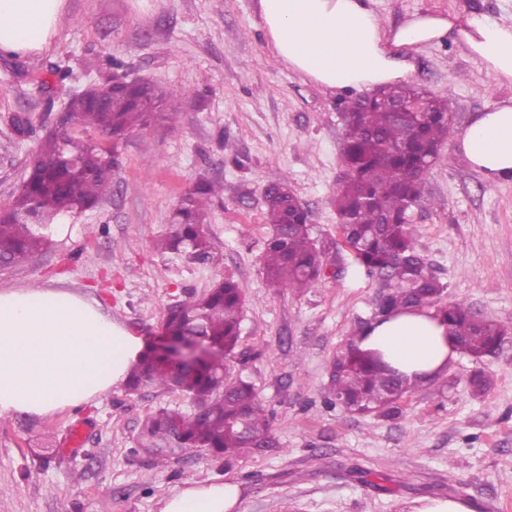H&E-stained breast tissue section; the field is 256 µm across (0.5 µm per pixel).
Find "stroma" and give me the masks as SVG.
Listing matches in <instances>:
<instances>
[{
  "mask_svg": "<svg viewBox=\"0 0 512 512\" xmlns=\"http://www.w3.org/2000/svg\"><path fill=\"white\" fill-rule=\"evenodd\" d=\"M395 26L415 13L483 11L512 18V0H374ZM121 61L132 78L194 91L169 101V121L119 149L111 197L69 218L25 266L0 272V291L47 287L96 303L152 349L168 308L230 277L245 289L235 372L274 413L279 447L232 464L200 449L154 463L136 444L158 409H193L184 394L120 386L49 418H0V512H158L160 499L201 482L239 485L233 512H417L461 499L473 512H512V332L495 355L458 356L419 383L392 418L324 402L330 363L379 288L337 228L331 199L343 168L340 114L349 93L305 80L274 56L256 0H66L48 50L0 55V208L8 207L40 136L56 126L63 92L48 108L47 68L70 67L68 89L98 78L91 60ZM410 85L447 98L450 140L410 211L416 246L446 284L442 303L465 301L512 328V179L488 184L455 135L473 116L512 98L481 59L446 41L416 55ZM24 112L34 133L17 139L8 118ZM221 181L205 232L209 259L160 252L168 218L199 177ZM288 179L309 213L311 236L335 276L297 295L266 281L261 255L270 227L263 190ZM491 384L475 394L469 378ZM82 427L78 447L66 440Z\"/></svg>",
  "mask_w": 512,
  "mask_h": 512,
  "instance_id": "obj_1",
  "label": "stroma"
}]
</instances>
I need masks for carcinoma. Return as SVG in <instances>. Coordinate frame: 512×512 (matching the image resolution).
Listing matches in <instances>:
<instances>
[{
	"label": "carcinoma",
	"instance_id": "obj_1",
	"mask_svg": "<svg viewBox=\"0 0 512 512\" xmlns=\"http://www.w3.org/2000/svg\"><path fill=\"white\" fill-rule=\"evenodd\" d=\"M106 78L88 86L70 105L71 128H93L112 136V147L76 140L51 131L40 138L12 204L0 217V271L27 264L52 242L60 221L95 208L110 196L118 147L151 124L169 118L165 108L148 112L134 84L109 91ZM421 99L424 111H391ZM341 180L333 204L345 244L367 276L379 283V295L336 354L330 370L328 401L358 414L392 416L402 396L422 377L392 368L382 354L363 351V331L395 312L432 308L448 325L458 351L478 361L494 355L508 327L475 315L462 301L439 305L446 286L416 248L408 211L420 199L422 176L441 160L448 140V100L420 88L391 86L353 98L344 105ZM224 185L201 177L183 193L169 217L170 232L160 240L165 252L210 257L204 232L213 199ZM270 235L263 270L270 286L303 292L323 278L321 251L311 237L309 214L290 193L288 179L271 185L264 196ZM244 305L242 286L215 282L203 294L188 293L172 305L164 330L173 339L204 336L210 353L171 362L149 354L133 369L128 389L154 386L187 395L203 411L160 409L140 424L137 445L164 460L208 448L230 460L241 454L279 447L272 415L254 386L232 374L239 352Z\"/></svg>",
	"mask_w": 512,
	"mask_h": 512
}]
</instances>
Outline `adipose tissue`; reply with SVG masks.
Segmentation results:
<instances>
[{"mask_svg": "<svg viewBox=\"0 0 512 512\" xmlns=\"http://www.w3.org/2000/svg\"><path fill=\"white\" fill-rule=\"evenodd\" d=\"M65 0H0V52L42 51ZM260 22L279 61L327 89L363 90L408 80L427 44L454 40L500 82L512 83V24L486 13L416 14L386 26L373 0H258ZM485 179L512 177V98L477 113L456 138ZM433 310L397 314L367 332L407 373L436 375L457 352ZM143 342L77 296L41 288L0 292V416H49L125 383ZM234 483L191 485L160 512H232Z\"/></svg>", "mask_w": 512, "mask_h": 512, "instance_id": "1", "label": "adipose tissue"}]
</instances>
